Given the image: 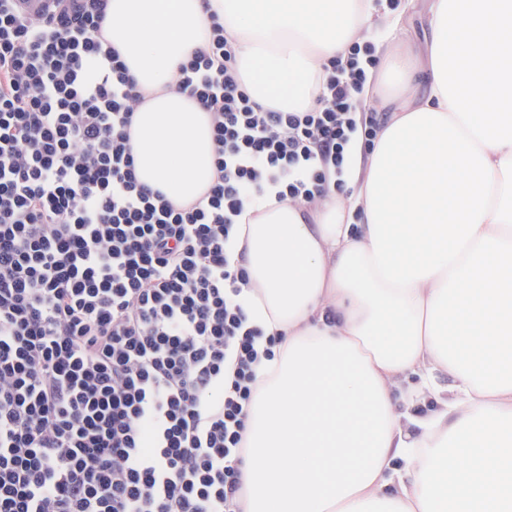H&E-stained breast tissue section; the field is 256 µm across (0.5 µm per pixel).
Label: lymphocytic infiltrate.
Instances as JSON below:
<instances>
[{
  "label": "lymphocytic infiltrate",
  "mask_w": 512,
  "mask_h": 512,
  "mask_svg": "<svg viewBox=\"0 0 512 512\" xmlns=\"http://www.w3.org/2000/svg\"><path fill=\"white\" fill-rule=\"evenodd\" d=\"M108 0L32 21L0 0V512H243L249 408L281 333L244 304L234 249L268 189L314 206L346 190L374 48L322 68L313 106L249 94L212 20L178 66L208 113L216 177L176 204L142 184L145 92L102 36Z\"/></svg>",
  "instance_id": "lymphocytic-infiltrate-1"
}]
</instances>
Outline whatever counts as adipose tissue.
I'll return each instance as SVG.
<instances>
[{"label": "adipose tissue", "mask_w": 512, "mask_h": 512, "mask_svg": "<svg viewBox=\"0 0 512 512\" xmlns=\"http://www.w3.org/2000/svg\"><path fill=\"white\" fill-rule=\"evenodd\" d=\"M371 14V0H109L105 35L147 91L140 181L180 204L215 179L210 118L171 86L212 16L253 97L292 110ZM427 22L424 52L388 59L427 69V90L405 92L348 201L308 224L271 192L238 219L251 317L285 334L249 411L244 512H512V0H429ZM408 376L437 404L425 417L391 401Z\"/></svg>", "instance_id": "1"}]
</instances>
